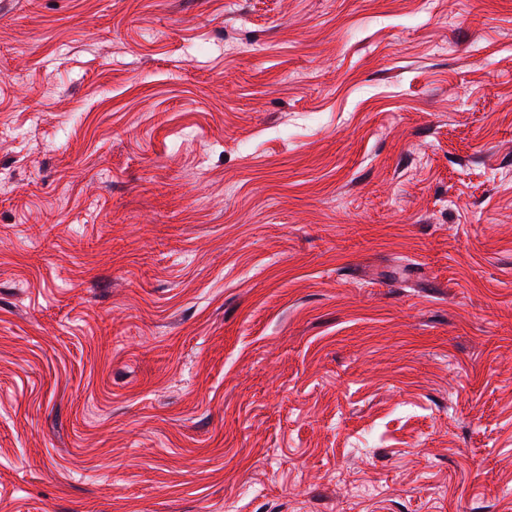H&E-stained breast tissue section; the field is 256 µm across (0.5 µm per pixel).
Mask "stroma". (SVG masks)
Segmentation results:
<instances>
[{
    "instance_id": "35a3bbf8",
    "label": "stroma",
    "mask_w": 512,
    "mask_h": 512,
    "mask_svg": "<svg viewBox=\"0 0 512 512\" xmlns=\"http://www.w3.org/2000/svg\"><path fill=\"white\" fill-rule=\"evenodd\" d=\"M0 512H512V0H0Z\"/></svg>"
}]
</instances>
